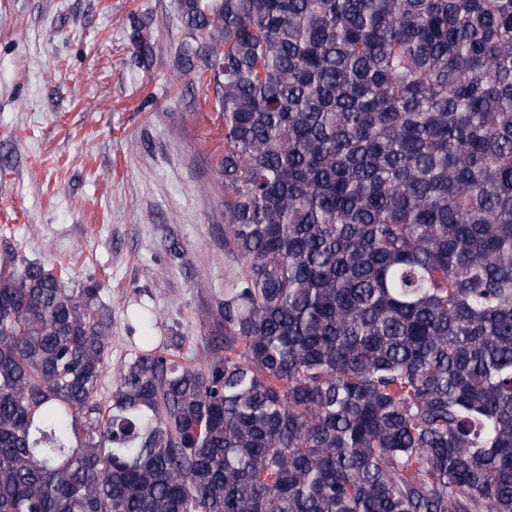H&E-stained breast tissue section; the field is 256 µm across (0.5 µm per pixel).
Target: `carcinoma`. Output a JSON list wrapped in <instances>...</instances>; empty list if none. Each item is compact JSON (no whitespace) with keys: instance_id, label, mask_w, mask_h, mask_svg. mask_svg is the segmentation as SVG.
Segmentation results:
<instances>
[{"instance_id":"carcinoma-1","label":"carcinoma","mask_w":512,"mask_h":512,"mask_svg":"<svg viewBox=\"0 0 512 512\" xmlns=\"http://www.w3.org/2000/svg\"><path fill=\"white\" fill-rule=\"evenodd\" d=\"M224 118L198 354L0 261V512H512V0H180Z\"/></svg>"}]
</instances>
